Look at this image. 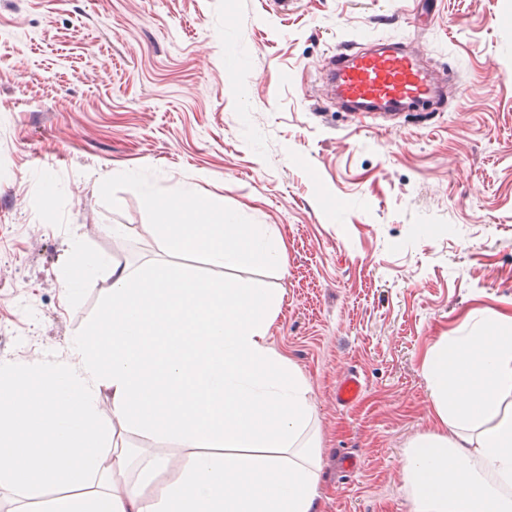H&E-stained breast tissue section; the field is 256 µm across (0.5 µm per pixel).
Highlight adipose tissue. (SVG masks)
I'll list each match as a JSON object with an SVG mask.
<instances>
[{
  "label": "adipose tissue",
  "instance_id": "obj_1",
  "mask_svg": "<svg viewBox=\"0 0 512 512\" xmlns=\"http://www.w3.org/2000/svg\"><path fill=\"white\" fill-rule=\"evenodd\" d=\"M187 197L159 207L162 249L190 241L217 267H284L276 230ZM69 266L72 289L105 270L112 288L71 338L72 363L0 366V487L16 512H315L310 387L268 343L282 292L134 271L78 240ZM424 377L435 427L403 453L411 512H512V320L470 315L467 335L431 347ZM108 415L155 447L117 445ZM171 437L179 451L161 448Z\"/></svg>",
  "mask_w": 512,
  "mask_h": 512
}]
</instances>
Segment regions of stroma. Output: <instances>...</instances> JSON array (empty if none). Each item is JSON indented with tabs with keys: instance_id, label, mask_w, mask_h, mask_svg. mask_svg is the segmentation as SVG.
Here are the masks:
<instances>
[{
	"instance_id": "obj_1",
	"label": "stroma",
	"mask_w": 512,
	"mask_h": 512,
	"mask_svg": "<svg viewBox=\"0 0 512 512\" xmlns=\"http://www.w3.org/2000/svg\"><path fill=\"white\" fill-rule=\"evenodd\" d=\"M425 10L418 30L401 0H0V365L68 359L99 315L108 273L66 288L76 238L132 268L284 289L268 338L310 386L316 512H410L430 348L472 311L512 318V0ZM405 35L462 82L431 126L325 107L337 46ZM184 184L278 231L285 271L163 252L149 197ZM350 372L365 388L343 406Z\"/></svg>"
}]
</instances>
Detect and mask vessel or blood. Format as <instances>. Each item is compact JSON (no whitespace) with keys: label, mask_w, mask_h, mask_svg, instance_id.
I'll return each instance as SVG.
<instances>
[{"label":"vessel or blood","mask_w":512,"mask_h":512,"mask_svg":"<svg viewBox=\"0 0 512 512\" xmlns=\"http://www.w3.org/2000/svg\"><path fill=\"white\" fill-rule=\"evenodd\" d=\"M326 92L345 104L358 119L392 121L406 106L424 104L452 85L444 68H426L414 40L367 48L339 47L324 66ZM363 390L358 373H349L336 391L339 404L354 402Z\"/></svg>","instance_id":"vessel-or-blood-1"}]
</instances>
